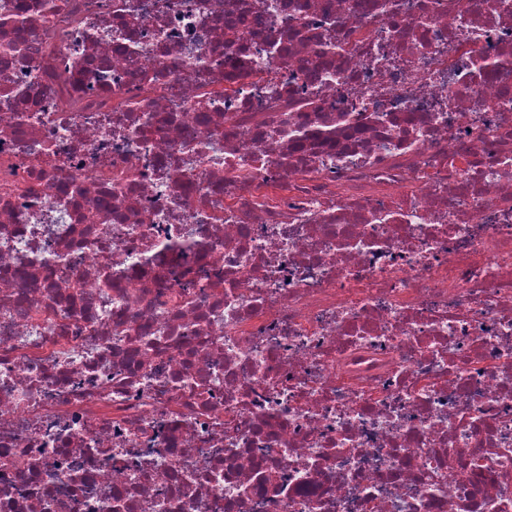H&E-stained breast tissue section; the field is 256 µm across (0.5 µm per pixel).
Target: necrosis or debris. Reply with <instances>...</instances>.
I'll use <instances>...</instances> for the list:
<instances>
[{
    "mask_svg": "<svg viewBox=\"0 0 512 512\" xmlns=\"http://www.w3.org/2000/svg\"><path fill=\"white\" fill-rule=\"evenodd\" d=\"M0 512H512V0H0Z\"/></svg>",
    "mask_w": 512,
    "mask_h": 512,
    "instance_id": "4bbe7bcc",
    "label": "necrosis or debris"
}]
</instances>
